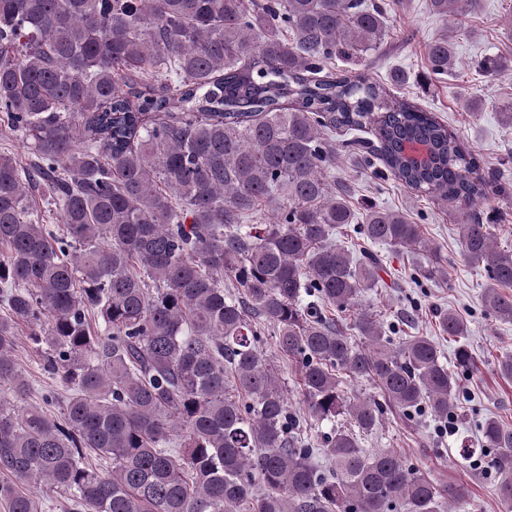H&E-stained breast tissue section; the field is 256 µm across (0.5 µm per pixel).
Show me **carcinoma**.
<instances>
[{
    "mask_svg": "<svg viewBox=\"0 0 512 512\" xmlns=\"http://www.w3.org/2000/svg\"><path fill=\"white\" fill-rule=\"evenodd\" d=\"M478 0H430L444 20ZM403 0H0V122L34 155L0 152V387L31 390L17 322L44 375L66 391L57 414L0 403V501L8 512H458L470 490L439 486L390 449L361 447L384 410L409 425L459 418L453 368L428 336H402L352 312L383 260L336 243L361 239L448 259L398 212L353 206L329 177L341 148L452 207L483 303L512 321V248L493 241L485 175L447 124L390 100L364 63L387 42ZM455 36L425 46L447 80ZM351 137L333 141L336 129ZM430 159L408 162L402 147ZM55 207L60 227L46 212ZM273 207L274 218L257 214ZM440 331L468 337L453 311ZM270 337L295 370L305 408L288 407ZM512 382V353L495 358ZM351 380L375 395L351 398ZM346 418L347 424L339 423ZM331 425L320 439V426ZM486 464L512 509V429L481 425Z\"/></svg>",
    "mask_w": 512,
    "mask_h": 512,
    "instance_id": "1",
    "label": "carcinoma"
}]
</instances>
